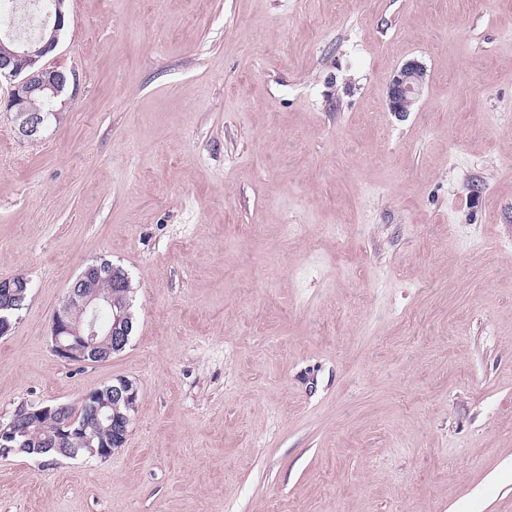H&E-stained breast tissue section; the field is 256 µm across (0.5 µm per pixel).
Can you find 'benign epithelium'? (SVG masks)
Returning <instances> with one entry per match:
<instances>
[{
	"mask_svg": "<svg viewBox=\"0 0 512 512\" xmlns=\"http://www.w3.org/2000/svg\"><path fill=\"white\" fill-rule=\"evenodd\" d=\"M66 0H52L53 24L49 38L0 40V78L10 81L12 89L6 111L14 113L18 133L27 139L40 137L47 123V114L34 112L27 102L34 94H45L54 99L66 93L73 75L50 66L44 59L58 46L60 31L66 23ZM427 72L425 67L411 60L404 63L393 75L389 88V109L402 114L411 110L421 92ZM101 267L91 264L72 282L64 302L54 311L51 323V347L60 358L69 362L97 363L123 350L129 342L132 322L127 307L112 300V291L99 287ZM30 280L23 274L0 278V335L5 336L13 328L18 313L23 308L29 290ZM78 309L86 318L75 319L72 311ZM101 309L110 312L105 328L97 327L95 316ZM137 389L132 382L118 378L112 383L110 396L93 392L82 404L87 409V420L80 427H74L73 420L60 425L52 438L44 441L47 447H62L69 438L85 434L90 425L108 427L121 425V432H127L132 419L128 416L117 422L112 418V408L122 401L127 407L136 406ZM54 406L23 405L11 419L0 423V447L5 449L12 441L17 424L33 421L36 417L51 414Z\"/></svg>",
	"mask_w": 512,
	"mask_h": 512,
	"instance_id": "1",
	"label": "benign epithelium"
}]
</instances>
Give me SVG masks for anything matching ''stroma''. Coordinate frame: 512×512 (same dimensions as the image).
<instances>
[{
  "instance_id": "35a3bbf8",
  "label": "stroma",
  "mask_w": 512,
  "mask_h": 512,
  "mask_svg": "<svg viewBox=\"0 0 512 512\" xmlns=\"http://www.w3.org/2000/svg\"><path fill=\"white\" fill-rule=\"evenodd\" d=\"M47 62L58 120L0 112V421L138 397L109 458L0 455V512H512V0H69ZM100 260L131 339L64 361ZM427 72L418 61L404 63L393 75L389 88L388 100L390 112L398 114L410 112L421 92ZM101 267H110L109 262H101ZM95 264L88 265L85 270L70 285L64 302L54 311L51 323V347L60 358L69 362L97 363L112 357V354L123 350L129 342L132 332V322L126 305L114 301L131 303V285L127 276L126 288L124 276L114 267L102 271ZM100 280L99 288L98 282ZM117 288L112 296L111 290L102 288ZM113 297V300H112ZM82 318L74 319L72 311ZM98 313L99 325H108L105 328L97 327L95 316ZM90 317V318H89ZM85 318V319H83ZM110 319V320H109ZM30 280L24 274L0 278V336L13 328L29 292Z\"/></svg>"
}]
</instances>
